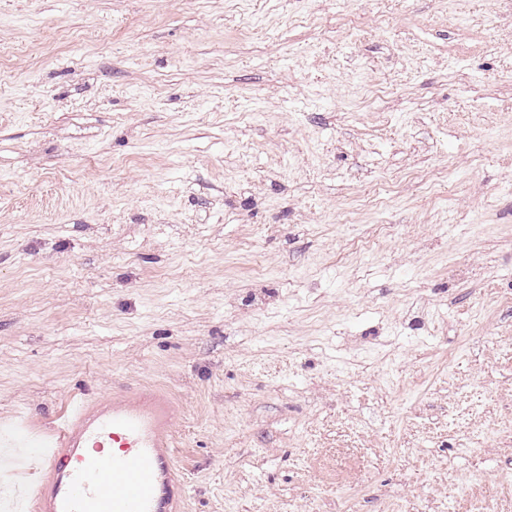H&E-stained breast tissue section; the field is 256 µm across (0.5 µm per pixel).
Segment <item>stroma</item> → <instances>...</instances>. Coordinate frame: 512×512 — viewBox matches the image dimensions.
<instances>
[{
  "instance_id": "stroma-1",
  "label": "stroma",
  "mask_w": 512,
  "mask_h": 512,
  "mask_svg": "<svg viewBox=\"0 0 512 512\" xmlns=\"http://www.w3.org/2000/svg\"><path fill=\"white\" fill-rule=\"evenodd\" d=\"M141 386L182 512H512V0H0V439Z\"/></svg>"
}]
</instances>
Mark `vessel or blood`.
Wrapping results in <instances>:
<instances>
[{
    "instance_id": "1",
    "label": "vessel or blood",
    "mask_w": 512,
    "mask_h": 512,
    "mask_svg": "<svg viewBox=\"0 0 512 512\" xmlns=\"http://www.w3.org/2000/svg\"><path fill=\"white\" fill-rule=\"evenodd\" d=\"M177 403L142 388L78 399L52 422L53 442L27 488L33 512H180L185 485L174 461ZM118 456L103 454L108 445Z\"/></svg>"
}]
</instances>
